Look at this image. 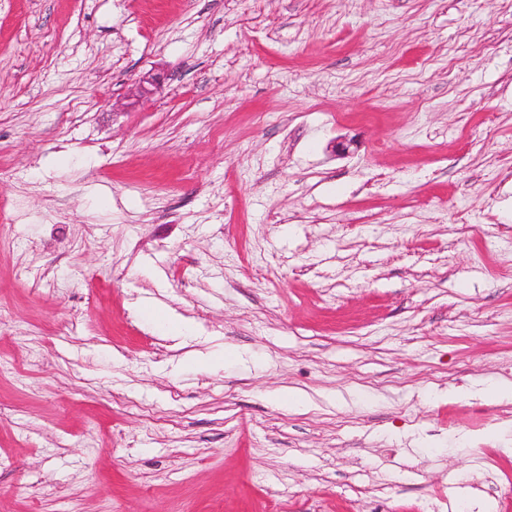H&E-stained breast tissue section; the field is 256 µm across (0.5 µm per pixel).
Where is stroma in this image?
<instances>
[{
	"label": "stroma",
	"instance_id": "1",
	"mask_svg": "<svg viewBox=\"0 0 512 512\" xmlns=\"http://www.w3.org/2000/svg\"><path fill=\"white\" fill-rule=\"evenodd\" d=\"M502 380L512 0H0V512H512Z\"/></svg>",
	"mask_w": 512,
	"mask_h": 512
}]
</instances>
